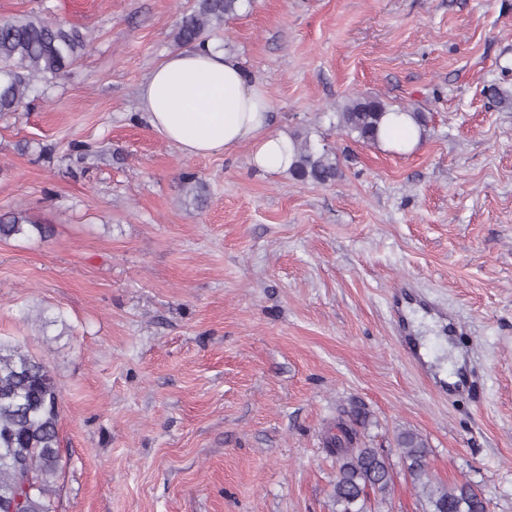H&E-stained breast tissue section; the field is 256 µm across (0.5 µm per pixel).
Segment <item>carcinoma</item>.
Masks as SVG:
<instances>
[{"mask_svg": "<svg viewBox=\"0 0 512 512\" xmlns=\"http://www.w3.org/2000/svg\"><path fill=\"white\" fill-rule=\"evenodd\" d=\"M239 0H200L198 9L183 16L173 35L179 48L203 46L207 34L224 18L236 14ZM86 36L75 27L51 22L39 15L9 17L0 23V113L14 112L25 103L38 77H58L86 50ZM389 105L381 98L356 95L336 113L337 127L357 134L366 143L377 141L382 117ZM292 177L325 185L338 175L336 154L315 149L307 140L294 142ZM184 189L202 205L203 187L193 173L182 174ZM48 226L36 223L22 209L0 214V239L41 237ZM60 392L44 362L20 346L0 340V512H11L16 498L26 495L22 512H54L53 484L60 469ZM367 415L343 411L325 438L336 457V479L331 497L336 512H366L370 494L384 498L394 476L387 457L361 446ZM412 479L420 485L430 512H486L487 503L469 483L436 484L429 476L427 441L413 431L396 437Z\"/></svg>", "mask_w": 512, "mask_h": 512, "instance_id": "carcinoma-1", "label": "carcinoma"}]
</instances>
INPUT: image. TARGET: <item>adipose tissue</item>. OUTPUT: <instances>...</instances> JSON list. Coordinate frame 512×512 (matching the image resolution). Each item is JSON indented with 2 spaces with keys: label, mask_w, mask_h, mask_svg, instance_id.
<instances>
[{
  "label": "adipose tissue",
  "mask_w": 512,
  "mask_h": 512,
  "mask_svg": "<svg viewBox=\"0 0 512 512\" xmlns=\"http://www.w3.org/2000/svg\"><path fill=\"white\" fill-rule=\"evenodd\" d=\"M140 108L150 125L185 155L219 154L250 141L257 167L286 171L294 162L292 140L269 128L271 105L264 87L249 80L234 56L213 46L168 54L143 85ZM420 138L407 113L383 117V147L407 153Z\"/></svg>",
  "instance_id": "obj_1"
}]
</instances>
